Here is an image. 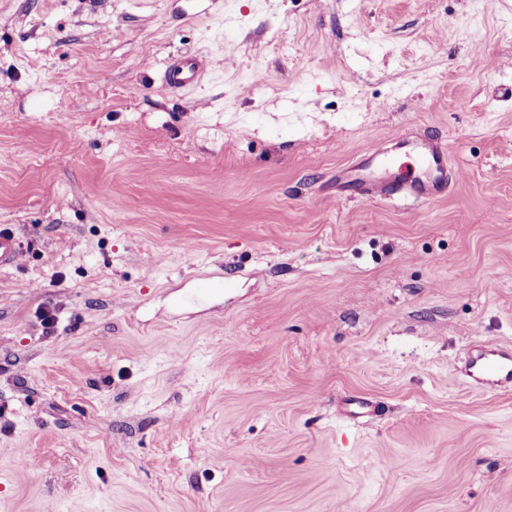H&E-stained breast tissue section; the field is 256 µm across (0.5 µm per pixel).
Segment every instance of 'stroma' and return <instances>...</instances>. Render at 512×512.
I'll use <instances>...</instances> for the list:
<instances>
[{
    "instance_id": "obj_1",
    "label": "stroma",
    "mask_w": 512,
    "mask_h": 512,
    "mask_svg": "<svg viewBox=\"0 0 512 512\" xmlns=\"http://www.w3.org/2000/svg\"><path fill=\"white\" fill-rule=\"evenodd\" d=\"M0 229V512H512V0H0ZM200 73L198 63L191 59L176 60L171 63L163 76L165 89L181 88L197 80ZM402 156L413 157L417 174L396 173L405 164L398 161ZM358 157L360 161L353 171L365 173L343 187L370 199L382 201L399 197L425 202L438 198L448 189V150L436 142L412 140L401 131L394 148H384L370 141L359 150ZM20 255L21 248L15 237L5 231L0 232V269L15 266ZM466 376L480 390H511L512 349L498 345L479 349L468 363Z\"/></svg>"
}]
</instances>
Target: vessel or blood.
I'll return each mask as SVG.
<instances>
[{"instance_id":"vessel-or-blood-1","label":"vessel or blood","mask_w":512,"mask_h":512,"mask_svg":"<svg viewBox=\"0 0 512 512\" xmlns=\"http://www.w3.org/2000/svg\"><path fill=\"white\" fill-rule=\"evenodd\" d=\"M198 63L181 59L171 63L163 76L166 89L181 88L197 80ZM358 176L347 182V189L374 200L396 197L414 202L438 198L448 187V151L433 141H418L399 133L394 147L385 148L367 142L358 152ZM413 157L416 174L404 176L401 157ZM21 248L13 235L0 232V269L17 264ZM466 375L480 390L504 391L512 388V349L491 345L479 349L471 357Z\"/></svg>"}]
</instances>
